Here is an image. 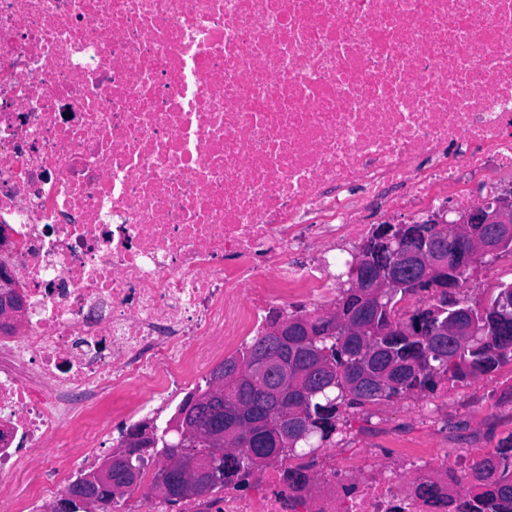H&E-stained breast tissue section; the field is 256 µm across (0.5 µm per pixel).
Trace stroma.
<instances>
[{
	"instance_id": "obj_1",
	"label": "stroma",
	"mask_w": 512,
	"mask_h": 512,
	"mask_svg": "<svg viewBox=\"0 0 512 512\" xmlns=\"http://www.w3.org/2000/svg\"><path fill=\"white\" fill-rule=\"evenodd\" d=\"M512 282V256L487 258L468 271L459 288L471 304L481 305L500 284ZM512 386V362L495 372L462 383H445L433 392L414 394L344 412L333 440L318 456L337 461L374 458L396 467L400 448L447 450L449 458L467 463L494 452L500 439L512 434V400L503 390Z\"/></svg>"
}]
</instances>
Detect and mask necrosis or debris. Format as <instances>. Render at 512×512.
I'll use <instances>...</instances> for the list:
<instances>
[{
  "label": "necrosis or debris",
  "mask_w": 512,
  "mask_h": 512,
  "mask_svg": "<svg viewBox=\"0 0 512 512\" xmlns=\"http://www.w3.org/2000/svg\"><path fill=\"white\" fill-rule=\"evenodd\" d=\"M510 174L512 0H0V264L27 300L0 332V495L62 435L122 447L211 337L334 292L315 246ZM94 459L54 462L21 512ZM401 459L438 499L311 458L305 489L284 460L182 512H454L466 464Z\"/></svg>",
  "instance_id": "obj_1"
}]
</instances>
